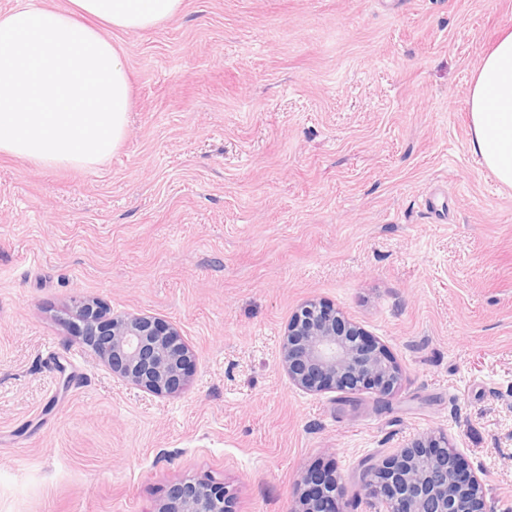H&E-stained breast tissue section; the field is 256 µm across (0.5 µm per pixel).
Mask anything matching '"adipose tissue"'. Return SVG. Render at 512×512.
Segmentation results:
<instances>
[{"instance_id":"adipose-tissue-1","label":"adipose tissue","mask_w":512,"mask_h":512,"mask_svg":"<svg viewBox=\"0 0 512 512\" xmlns=\"http://www.w3.org/2000/svg\"><path fill=\"white\" fill-rule=\"evenodd\" d=\"M183 0H68L0 13V154L46 166L108 159L128 132L131 84L111 31L171 21ZM470 147L512 188V31L469 83Z\"/></svg>"}]
</instances>
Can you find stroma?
I'll return each instance as SVG.
<instances>
[{
	"label": "stroma",
	"instance_id": "1",
	"mask_svg": "<svg viewBox=\"0 0 512 512\" xmlns=\"http://www.w3.org/2000/svg\"><path fill=\"white\" fill-rule=\"evenodd\" d=\"M512 0H184L115 31L133 109L89 168L0 155V512H156L189 478L293 512L333 465L441 431L512 512V190L469 147L468 85ZM434 194V205L421 204ZM171 321L194 354L157 397L71 336L74 300ZM399 389L310 393L279 364L306 300Z\"/></svg>",
	"mask_w": 512,
	"mask_h": 512
}]
</instances>
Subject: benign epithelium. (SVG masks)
Wrapping results in <instances>:
<instances>
[{
	"mask_svg": "<svg viewBox=\"0 0 512 512\" xmlns=\"http://www.w3.org/2000/svg\"><path fill=\"white\" fill-rule=\"evenodd\" d=\"M75 336L92 347L112 373L158 397L181 391L193 354L177 328L157 317L108 314L90 299L74 301L69 319ZM280 365L289 381L309 392H369L382 401L400 384L398 367L384 347L342 312L318 300L297 310L281 335ZM448 436L430 431L390 458L367 463L362 489L377 512H485L487 488ZM293 512H343V488L335 470L306 474ZM157 512H232L221 485L206 480L174 486Z\"/></svg>",
	"mask_w": 512,
	"mask_h": 512,
	"instance_id": "1",
	"label": "benign epithelium"
}]
</instances>
